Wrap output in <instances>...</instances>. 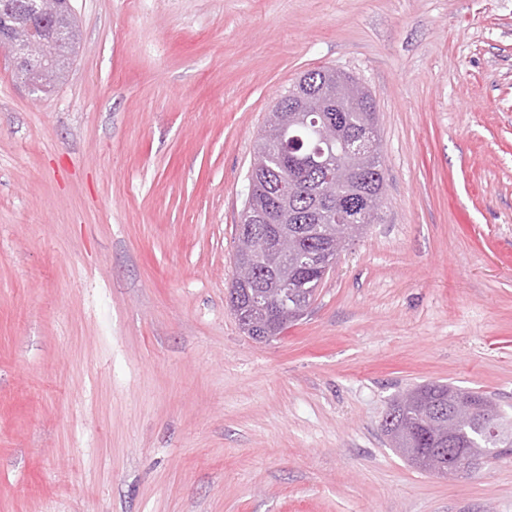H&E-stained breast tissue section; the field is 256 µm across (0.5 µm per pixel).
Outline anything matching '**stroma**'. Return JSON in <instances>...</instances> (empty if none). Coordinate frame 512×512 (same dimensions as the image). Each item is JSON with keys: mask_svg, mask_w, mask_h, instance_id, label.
<instances>
[{"mask_svg": "<svg viewBox=\"0 0 512 512\" xmlns=\"http://www.w3.org/2000/svg\"><path fill=\"white\" fill-rule=\"evenodd\" d=\"M34 92L0 49V512H512L380 425L432 382L512 408V0H72ZM333 67L386 176L300 320L228 301L256 139ZM59 27L62 28L56 38L59 44L55 57L50 61L46 60L43 63H39L40 56L37 46L31 41L22 39L18 43V46L21 48V55H26L35 62L32 69L27 70L24 75L31 83L37 86L38 91L50 87L58 78L64 63L70 59L78 37L76 20L72 13L69 14L66 22L60 24ZM30 82L29 85L35 91L34 86ZM336 73H339V71L325 67L307 70L280 96L277 104L281 103L289 106L293 101V96L304 99L326 92L329 89L333 75Z\"/></svg>", "mask_w": 512, "mask_h": 512, "instance_id": "obj_1", "label": "stroma"}]
</instances>
